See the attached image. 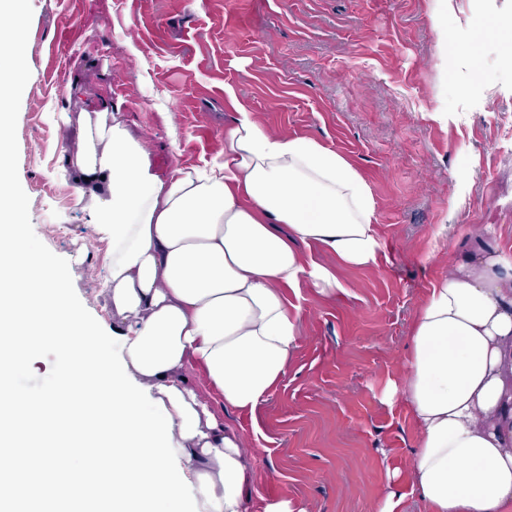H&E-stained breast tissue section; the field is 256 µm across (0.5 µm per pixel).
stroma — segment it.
<instances>
[{
  "instance_id": "1",
  "label": "stroma",
  "mask_w": 512,
  "mask_h": 512,
  "mask_svg": "<svg viewBox=\"0 0 512 512\" xmlns=\"http://www.w3.org/2000/svg\"><path fill=\"white\" fill-rule=\"evenodd\" d=\"M17 140L37 237L69 263L103 329L123 330L102 286L110 245L73 173L79 112L105 99L160 175L224 160L232 85L265 129L349 158L377 202L379 268H338L310 298L303 339L257 416L256 498L303 512H375L385 458L411 459L402 408L382 403L413 317L451 253L512 248V0H31ZM247 60L239 70V60ZM447 121L434 119L437 110ZM448 247L434 250L440 225Z\"/></svg>"
}]
</instances>
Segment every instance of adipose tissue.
I'll use <instances>...</instances> for the list:
<instances>
[{
    "label": "adipose tissue",
    "instance_id": "obj_1",
    "mask_svg": "<svg viewBox=\"0 0 512 512\" xmlns=\"http://www.w3.org/2000/svg\"><path fill=\"white\" fill-rule=\"evenodd\" d=\"M224 161L160 176L106 103L79 113L67 164L101 203L107 287L127 327L130 375L162 400L172 443L203 512H297L254 503L258 450L223 409L255 413L274 393L302 337V288H342L307 255L348 269L383 256L376 200L357 167L310 137L267 133L239 100ZM382 401L414 433L408 464L386 468L378 512L416 495L422 512H512V257L477 247L448 258L417 309L407 354Z\"/></svg>",
    "mask_w": 512,
    "mask_h": 512
}]
</instances>
